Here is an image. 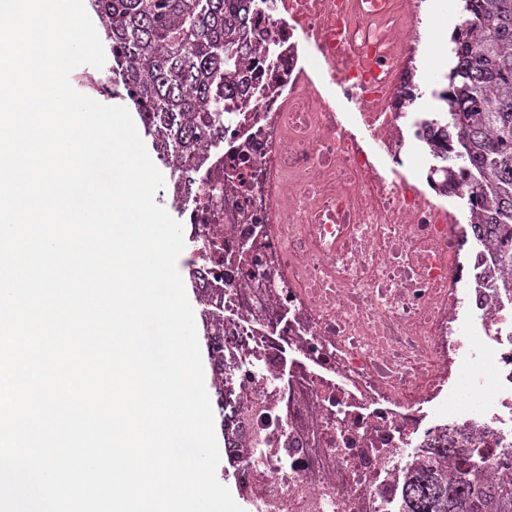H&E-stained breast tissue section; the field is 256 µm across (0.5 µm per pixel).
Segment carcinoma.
Returning a JSON list of instances; mask_svg holds the SVG:
<instances>
[{"label":"carcinoma","instance_id":"obj_1","mask_svg":"<svg viewBox=\"0 0 512 512\" xmlns=\"http://www.w3.org/2000/svg\"><path fill=\"white\" fill-rule=\"evenodd\" d=\"M94 2L109 42L112 92L132 102L169 184L179 185L201 159L206 133L222 134L224 92L248 88L251 0ZM463 11L452 39L455 65L439 98L448 106L453 164L470 180V216L488 225L512 281V0H464ZM189 278L224 432L223 316L207 309L198 272ZM401 504L400 512H512V468L489 476L480 448H427L407 469Z\"/></svg>","mask_w":512,"mask_h":512}]
</instances>
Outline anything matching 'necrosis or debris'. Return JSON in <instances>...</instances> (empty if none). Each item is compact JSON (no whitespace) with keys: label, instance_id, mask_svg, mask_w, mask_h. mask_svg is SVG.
<instances>
[{"label":"necrosis or debris","instance_id":"1","mask_svg":"<svg viewBox=\"0 0 512 512\" xmlns=\"http://www.w3.org/2000/svg\"><path fill=\"white\" fill-rule=\"evenodd\" d=\"M248 92L186 181L208 306L224 315L235 482L249 512H399L405 451L436 441L512 465V289L448 115L411 111L408 0H254ZM311 41L360 143L312 86ZM399 61L379 73L381 51Z\"/></svg>","mask_w":512,"mask_h":512}]
</instances>
